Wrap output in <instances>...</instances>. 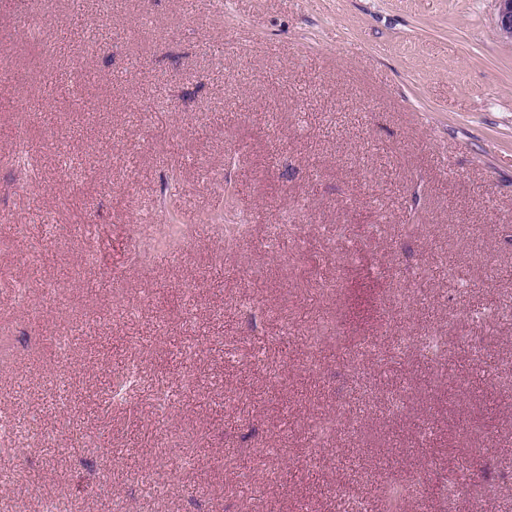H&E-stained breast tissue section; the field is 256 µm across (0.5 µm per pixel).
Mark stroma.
<instances>
[{
	"label": "stroma",
	"instance_id": "stroma-1",
	"mask_svg": "<svg viewBox=\"0 0 512 512\" xmlns=\"http://www.w3.org/2000/svg\"><path fill=\"white\" fill-rule=\"evenodd\" d=\"M494 18V0H0V420L38 425L0 435V512H386L397 470L431 478L401 512H512ZM169 212L194 227L179 260L137 263ZM426 330L445 359L387 363ZM319 418L336 430L310 471Z\"/></svg>",
	"mask_w": 512,
	"mask_h": 512
}]
</instances>
